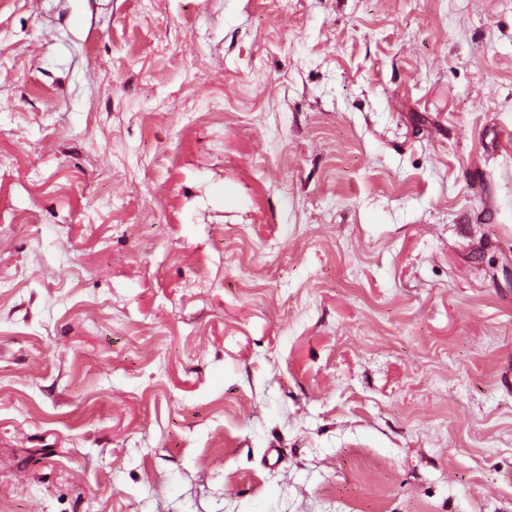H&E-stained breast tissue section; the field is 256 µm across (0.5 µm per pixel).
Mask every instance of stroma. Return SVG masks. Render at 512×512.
Masks as SVG:
<instances>
[{
	"mask_svg": "<svg viewBox=\"0 0 512 512\" xmlns=\"http://www.w3.org/2000/svg\"><path fill=\"white\" fill-rule=\"evenodd\" d=\"M512 0H0V512H512Z\"/></svg>",
	"mask_w": 512,
	"mask_h": 512,
	"instance_id": "35a3bbf8",
	"label": "stroma"
}]
</instances>
